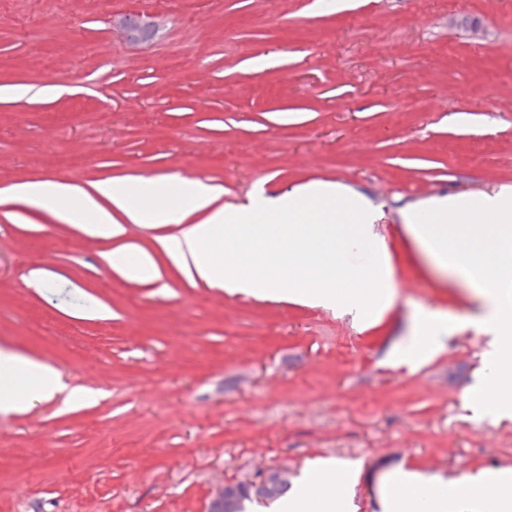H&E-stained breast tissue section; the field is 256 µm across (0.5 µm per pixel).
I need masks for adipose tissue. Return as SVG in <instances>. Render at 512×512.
<instances>
[{"label":"adipose tissue","instance_id":"adipose-tissue-1","mask_svg":"<svg viewBox=\"0 0 512 512\" xmlns=\"http://www.w3.org/2000/svg\"><path fill=\"white\" fill-rule=\"evenodd\" d=\"M10 193L105 238L122 234L127 224H179L204 212L202 221L161 245L183 271L232 293L336 307L367 326L396 299L387 249L368 237L374 208L333 182H311L274 198L260 193L234 208L215 206L219 188L196 179L102 181L88 190L47 179L14 185ZM480 215L492 222L477 235L473 222ZM405 219L430 265L454 275L480 305L469 323L488 339L487 369L466 407L477 416L512 419V186L433 198ZM362 249L371 263L356 272L348 258ZM452 331L445 317L422 313L399 362L419 368L442 351ZM64 389L55 368L0 350V412H26L33 400ZM358 475L355 463L319 459L284 512H322L317 486H352ZM379 501L383 512H512V469H481L450 484L419 470L394 471L383 477Z\"/></svg>","mask_w":512,"mask_h":512}]
</instances>
